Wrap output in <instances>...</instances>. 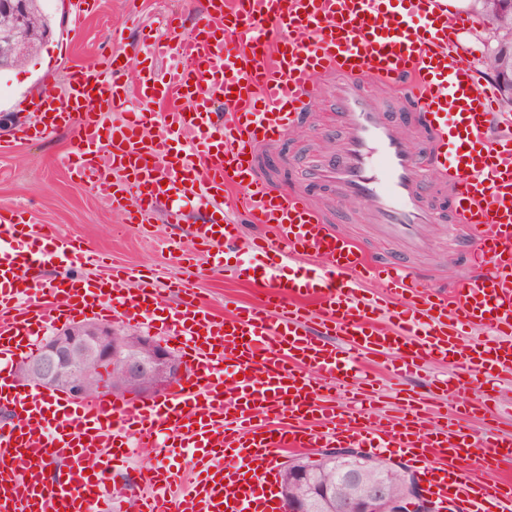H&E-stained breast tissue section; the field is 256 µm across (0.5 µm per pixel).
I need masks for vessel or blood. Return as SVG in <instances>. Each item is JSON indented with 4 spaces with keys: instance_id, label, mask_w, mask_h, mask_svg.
<instances>
[{
    "instance_id": "1",
    "label": "vessel or blood",
    "mask_w": 512,
    "mask_h": 512,
    "mask_svg": "<svg viewBox=\"0 0 512 512\" xmlns=\"http://www.w3.org/2000/svg\"><path fill=\"white\" fill-rule=\"evenodd\" d=\"M166 27L147 53L171 66L134 83L128 62L100 71L62 57L65 93L47 74L37 123L17 143L78 122L65 158L73 172L140 223L156 205L175 218L195 200L206 215L194 235L213 250L214 269L247 246L318 264L291 275L264 269L250 306L173 309L162 327L190 374L160 396L78 402L24 386L7 359L35 352L46 327L67 318L60 297L78 299L84 315L148 325L161 291L129 287L131 272L75 239L21 250L23 211L1 208L0 512H112L123 499L133 512H281V451L339 443L373 455L398 449L430 499L454 512H512V431H501L492 395L457 412L489 415L477 435L410 396L380 409L362 373L368 356L384 353L398 356L399 374L450 364L438 396L451 401L462 376L512 373V114L461 44L470 16L448 0H209L188 37H177L178 17ZM379 86L394 92L397 111L377 105ZM132 93L140 107L129 113ZM318 100L331 106L323 133L341 134L335 152L299 181L273 184L257 151L279 146ZM121 111V124L105 126L104 113ZM312 186L364 205L381 236L415 250L427 225L451 224L470 274L428 291L405 263L334 230ZM52 260L61 274L30 285L32 266ZM84 264L92 275L75 276ZM365 280L408 301L411 315L362 294ZM133 447L153 465L139 484L112 483ZM178 456L192 480L170 469ZM466 459L477 469L463 476ZM485 471L501 477L483 480Z\"/></svg>"
}]
</instances>
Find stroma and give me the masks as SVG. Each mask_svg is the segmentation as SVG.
<instances>
[{"label": "stroma", "instance_id": "stroma-1", "mask_svg": "<svg viewBox=\"0 0 512 512\" xmlns=\"http://www.w3.org/2000/svg\"><path fill=\"white\" fill-rule=\"evenodd\" d=\"M44 9L51 20L50 38L24 66L0 71V116L8 118L0 128V141L11 140L21 124L17 114L22 104L40 91L45 75L57 68L64 42L72 44L74 63L104 69L114 51L137 72L145 65L142 30L166 35V16L179 13L185 31H192L204 9V0H101L98 15L74 32L68 27L65 0H46ZM314 109L307 121L290 131L282 149L260 156L261 167L276 181L297 180L299 170L309 161L335 151L336 138L324 137L320 132L319 115L326 106L319 102ZM77 141L76 129L70 126L50 130L36 142L0 151V207L28 209L43 234L81 237L116 265L153 273L154 283L162 288L181 274L178 253H196L198 264L191 281L199 297L212 308L223 309L228 302L246 305L255 301L252 267L282 264L281 255L228 254L223 258V273L211 274L208 256L197 253L193 240V227L198 220L193 205L185 206L177 224L169 223L162 208L153 213L149 222H128L111 201L97 196L88 184L61 166L60 156L74 149ZM315 198L336 206L339 231L371 250L408 260L435 281L449 282L456 277V243L448 225H428L424 230L428 246L416 253L402 242L382 239L362 207L337 204L335 198L320 192Z\"/></svg>", "mask_w": 512, "mask_h": 512}]
</instances>
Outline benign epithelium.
<instances>
[{
	"label": "benign epithelium",
	"mask_w": 512,
	"mask_h": 512,
	"mask_svg": "<svg viewBox=\"0 0 512 512\" xmlns=\"http://www.w3.org/2000/svg\"><path fill=\"white\" fill-rule=\"evenodd\" d=\"M29 0H0V60L12 57L26 41L25 23ZM112 372V382L123 388L142 386L141 395L160 392L184 378L188 370L180 358L152 336L112 325L83 323L44 338L34 358L25 361L22 378L38 388L62 392L76 401L96 396L99 374ZM319 456H330L348 464L345 478L349 494L336 503V512H437L418 479L405 476L407 490L394 494L386 473L372 466L355 448H327ZM314 459L303 460L302 468L291 471V482L303 487V494L288 499L287 512H306V499L321 493L312 483Z\"/></svg>",
	"instance_id": "benign-epithelium-1"
}]
</instances>
